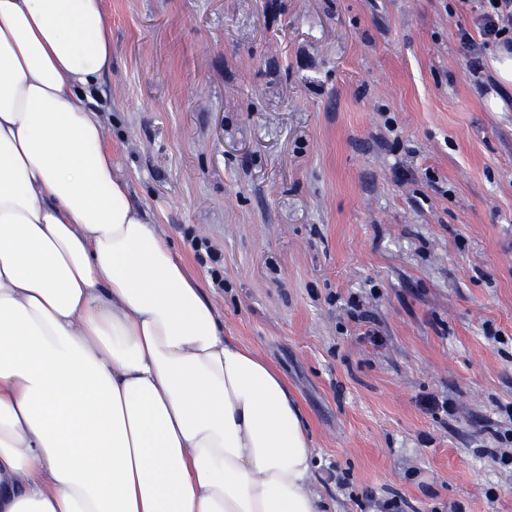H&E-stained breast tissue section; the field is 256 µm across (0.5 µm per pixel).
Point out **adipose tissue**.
Here are the masks:
<instances>
[{"label": "adipose tissue", "mask_w": 512, "mask_h": 512, "mask_svg": "<svg viewBox=\"0 0 512 512\" xmlns=\"http://www.w3.org/2000/svg\"><path fill=\"white\" fill-rule=\"evenodd\" d=\"M111 66L101 0H0V512H323L296 397L112 164Z\"/></svg>", "instance_id": "ef3b65f1"}]
</instances>
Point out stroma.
<instances>
[{"label":"stroma","mask_w":512,"mask_h":512,"mask_svg":"<svg viewBox=\"0 0 512 512\" xmlns=\"http://www.w3.org/2000/svg\"><path fill=\"white\" fill-rule=\"evenodd\" d=\"M482 5L104 0L88 104L112 161L225 334L287 381L325 512L393 490L409 512H512V474L476 453L512 406V86Z\"/></svg>","instance_id":"stroma-1"}]
</instances>
